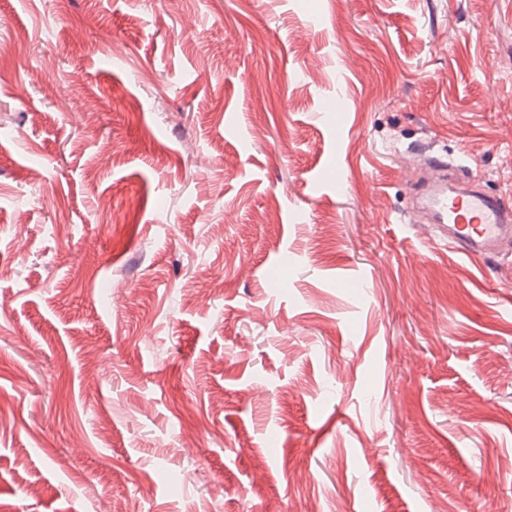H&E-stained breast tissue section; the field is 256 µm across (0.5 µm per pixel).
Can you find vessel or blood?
I'll return each instance as SVG.
<instances>
[{"label": "vessel or blood", "mask_w": 512, "mask_h": 512, "mask_svg": "<svg viewBox=\"0 0 512 512\" xmlns=\"http://www.w3.org/2000/svg\"><path fill=\"white\" fill-rule=\"evenodd\" d=\"M454 178L468 180L469 175L444 157L428 160L426 181L436 185ZM430 202L448 227V246L470 258L486 256L494 247L512 241V210L503 207L485 192L473 188L432 196Z\"/></svg>", "instance_id": "b4317fda"}]
</instances>
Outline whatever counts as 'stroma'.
Masks as SVG:
<instances>
[{
    "instance_id": "obj_1",
    "label": "stroma",
    "mask_w": 512,
    "mask_h": 512,
    "mask_svg": "<svg viewBox=\"0 0 512 512\" xmlns=\"http://www.w3.org/2000/svg\"><path fill=\"white\" fill-rule=\"evenodd\" d=\"M0 124V512H512V251L399 221L512 209V0H0ZM428 165L426 170V181L428 185H437L442 182L446 184L448 182V176L460 181L468 180L470 177L468 173L454 167L442 156H430ZM430 202L448 227V247L468 258L511 243L512 214L496 199L474 188L431 197Z\"/></svg>"
}]
</instances>
